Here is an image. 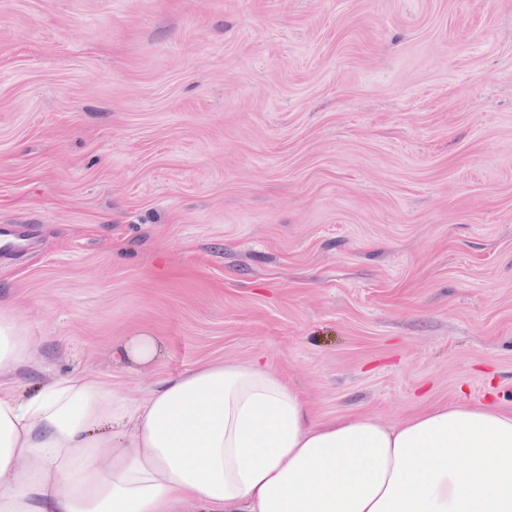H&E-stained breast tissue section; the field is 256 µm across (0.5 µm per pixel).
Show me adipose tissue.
Instances as JSON below:
<instances>
[{
    "mask_svg": "<svg viewBox=\"0 0 512 512\" xmlns=\"http://www.w3.org/2000/svg\"><path fill=\"white\" fill-rule=\"evenodd\" d=\"M30 362L0 306V512H512V410L490 399L323 423L257 362L160 379L137 405L82 373L24 399Z\"/></svg>",
    "mask_w": 512,
    "mask_h": 512,
    "instance_id": "1",
    "label": "adipose tissue"
}]
</instances>
